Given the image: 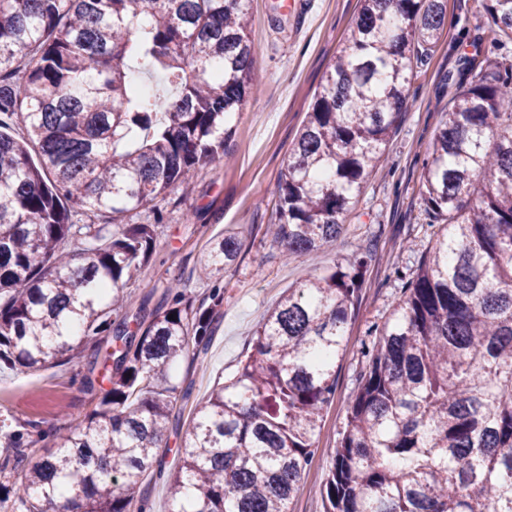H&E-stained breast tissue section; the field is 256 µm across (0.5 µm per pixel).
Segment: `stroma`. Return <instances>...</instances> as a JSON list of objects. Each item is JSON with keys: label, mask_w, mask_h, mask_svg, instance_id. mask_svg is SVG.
Returning <instances> with one entry per match:
<instances>
[{"label": "stroma", "mask_w": 512, "mask_h": 512, "mask_svg": "<svg viewBox=\"0 0 512 512\" xmlns=\"http://www.w3.org/2000/svg\"><path fill=\"white\" fill-rule=\"evenodd\" d=\"M359 8V0H250L251 89L232 121L224 155L200 167L189 184L170 188L125 217L132 224L156 227L153 259L126 287L132 313L165 305L171 283L181 284L193 303H202L211 285L197 277L200 260L226 230L236 232L240 241L238 257L224 274V306L213 336L203 351L188 353L173 365L171 375L179 385L177 416L159 450L163 472L146 475L138 490L148 500V512H169L165 475L179 465L178 450L195 412L250 353L256 327L289 289L347 267L353 253L361 251L370 261L336 370V394L323 412L317 450L289 504L290 512H323V484L347 407L367 366L365 353L377 340L376 329L391 321L432 244L433 229L420 198L422 164L446 119L443 108L453 93L447 76L462 53L477 48L512 64V42L490 48L474 0H447L435 51L416 68L407 106L381 162L346 216L343 234L296 260H284L268 233L277 180ZM96 350V344H89L68 363L35 373L0 369V394L9 397L12 417L35 423L42 434L28 451L30 460L54 451L59 435L92 408L93 393L84 379L102 381L103 367L90 365Z\"/></svg>", "instance_id": "1"}]
</instances>
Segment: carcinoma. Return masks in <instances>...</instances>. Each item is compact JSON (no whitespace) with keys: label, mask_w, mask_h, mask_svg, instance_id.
<instances>
[{"label":"carcinoma","mask_w":512,"mask_h":512,"mask_svg":"<svg viewBox=\"0 0 512 512\" xmlns=\"http://www.w3.org/2000/svg\"><path fill=\"white\" fill-rule=\"evenodd\" d=\"M477 2L491 46L512 40V0ZM445 16L446 0H360L276 185L285 257L342 233ZM131 60L163 88L140 91ZM253 63L247 0H0V365L38 371L115 343L109 387L55 452L18 470L34 431L0 417V512H46L56 496L70 512H130L157 465L178 392L163 371L214 332L239 242L224 235L201 263L208 306L171 285L131 330L112 315L156 225L118 220L224 153ZM454 85L423 174L443 227L366 352L324 512H512V64L463 56ZM77 208L109 223L76 224ZM367 264L358 251L305 280L257 327L187 430L170 512H289Z\"/></svg>","instance_id":"obj_1"}]
</instances>
